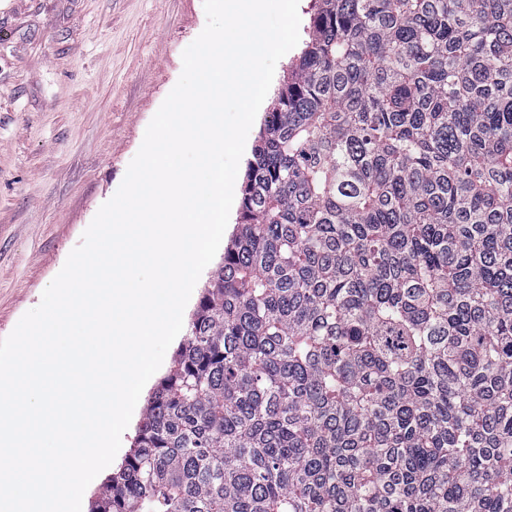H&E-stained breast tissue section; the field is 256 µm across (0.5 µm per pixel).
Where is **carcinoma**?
<instances>
[{
    "instance_id": "1",
    "label": "carcinoma",
    "mask_w": 512,
    "mask_h": 512,
    "mask_svg": "<svg viewBox=\"0 0 512 512\" xmlns=\"http://www.w3.org/2000/svg\"><path fill=\"white\" fill-rule=\"evenodd\" d=\"M91 512H512V0H319ZM317 0H300L299 1V15H300V28H299V34L300 39L298 44L290 50L285 56H283L277 63L274 78L268 93L267 99L262 103L257 116L255 118V121L253 123V126L248 134L245 151L244 154L240 160L239 169H238V175L235 182V194H234V202L232 205V209L230 212L229 222L226 227V230L224 232V240L221 241L220 247L216 253V256L212 260V262L204 269L202 272L197 288L191 298V300L188 302L183 315V328L177 336L170 347L168 348L164 361L160 367V369L155 373L153 378L149 381L147 384L144 392H143V401L139 409H136L131 422L124 432L122 436V444L120 447V450L118 451L115 459L109 465L106 469H104L97 477L96 481L89 484L88 489L86 490L85 497H84V511L88 512L90 509V504L92 499L94 498L95 493L97 492L99 486L101 483H103L108 477L112 475V472H114L122 463L123 459L125 458L126 454L129 452L130 448L132 447L133 438L135 436V430L137 427V424L141 418L146 399L148 397V394L154 386L160 381V379L165 376L167 373L171 363L173 356L183 340L186 327L188 324V321L191 317V314L193 313L194 309L196 308L199 298L201 296V293L204 289V287L208 284L209 280L211 279V276L213 275V272L217 265L221 262L223 256H224V248L227 246L230 235L235 227V224H237V218L239 215V206H240V199H241V185L243 181V176L246 168V162L248 159L252 157V150L255 145V141L258 136V132L260 129V126L263 122L265 113L267 112L272 99L276 95L279 87L281 86L282 80L284 76L287 73L288 65L291 61V59L299 53L300 49L303 46V42L306 39V31H307V25L309 22L310 14L314 11L315 5Z\"/></svg>"
}]
</instances>
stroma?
<instances>
[{"instance_id": "35a3bbf8", "label": "stroma", "mask_w": 512, "mask_h": 512, "mask_svg": "<svg viewBox=\"0 0 512 512\" xmlns=\"http://www.w3.org/2000/svg\"><path fill=\"white\" fill-rule=\"evenodd\" d=\"M203 0H0V338L119 188Z\"/></svg>"}]
</instances>
